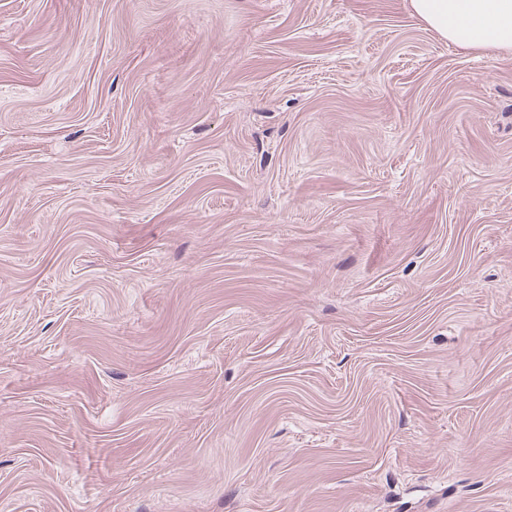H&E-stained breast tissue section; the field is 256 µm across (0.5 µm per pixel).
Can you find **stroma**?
I'll return each instance as SVG.
<instances>
[{
	"mask_svg": "<svg viewBox=\"0 0 512 512\" xmlns=\"http://www.w3.org/2000/svg\"><path fill=\"white\" fill-rule=\"evenodd\" d=\"M0 512H512V55L0 0Z\"/></svg>",
	"mask_w": 512,
	"mask_h": 512,
	"instance_id": "1",
	"label": "stroma"
}]
</instances>
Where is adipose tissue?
Returning <instances> with one entry per match:
<instances>
[{"label": "adipose tissue", "mask_w": 512, "mask_h": 512, "mask_svg": "<svg viewBox=\"0 0 512 512\" xmlns=\"http://www.w3.org/2000/svg\"><path fill=\"white\" fill-rule=\"evenodd\" d=\"M428 28L463 49L512 55V0H409Z\"/></svg>", "instance_id": "obj_1"}]
</instances>
